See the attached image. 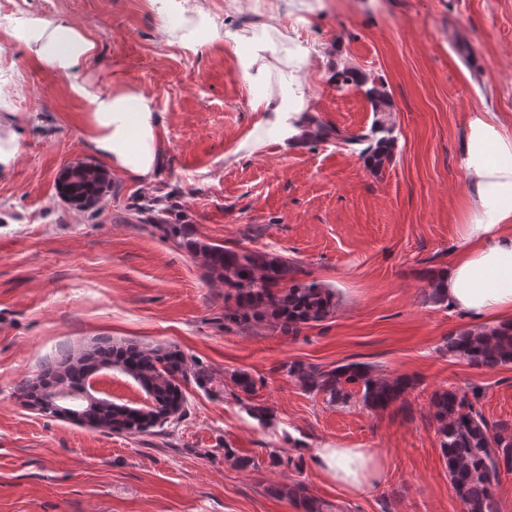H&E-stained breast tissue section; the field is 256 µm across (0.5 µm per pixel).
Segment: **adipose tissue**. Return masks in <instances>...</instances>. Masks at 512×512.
Returning <instances> with one entry per match:
<instances>
[{
    "mask_svg": "<svg viewBox=\"0 0 512 512\" xmlns=\"http://www.w3.org/2000/svg\"><path fill=\"white\" fill-rule=\"evenodd\" d=\"M191 12L204 19L209 16L201 4L187 0H163L159 12L161 26L187 50L198 44V30L187 19ZM10 35L38 64L68 79L71 93L83 106L87 149L131 180L153 183L162 166L160 112L154 97L137 86L117 83L105 90L85 79L97 44L67 19L19 21ZM238 40L247 46L239 63L251 111L266 113L271 139L296 144L302 133L299 118L305 110V92L296 88V79L288 72L280 76L284 95L273 99L263 90L272 42L243 34ZM463 162L475 216L464 227L463 247L444 272L442 286L451 310L478 321H506L512 319V135H506L490 113H479L469 123ZM314 462L329 482L352 493L373 489L385 468L375 450L339 443L315 449Z\"/></svg>",
    "mask_w": 512,
    "mask_h": 512,
    "instance_id": "obj_1",
    "label": "adipose tissue"
}]
</instances>
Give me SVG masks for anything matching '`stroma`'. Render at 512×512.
I'll return each instance as SVG.
<instances>
[{"mask_svg":"<svg viewBox=\"0 0 512 512\" xmlns=\"http://www.w3.org/2000/svg\"><path fill=\"white\" fill-rule=\"evenodd\" d=\"M218 32L174 44L157 0H7L16 18L70 19L97 43L87 71L156 100L165 160L153 185L120 173L97 210L57 191L59 173L94 162L82 104L60 74L0 31V124L19 152L0 165V512H299L275 487L304 485L324 512H462L440 451L431 397L482 386L480 409L512 426V365L486 371L443 352L472 320L429 300L430 277L462 246L474 210L462 165L469 122L491 112L512 133V0H204ZM280 11L275 67H289L309 110L354 134L375 116L362 89L337 88L349 65L381 80L398 140L381 168L351 147L281 146L251 111L233 36H265ZM311 47L308 60L297 43ZM158 200L187 237L277 254L296 282L333 289L326 320L288 332L236 318L237 304L201 255L137 210ZM182 356L186 414L173 432L106 433L37 412L17 387L45 362L96 343ZM361 362L404 377L403 404L332 403L289 377L286 363ZM211 379L202 387L194 377ZM245 371L255 394L234 383ZM269 410L257 419L252 407ZM387 460L379 488L348 493L317 473L325 442ZM291 466H275L270 450Z\"/></svg>","mask_w":512,"mask_h":512,"instance_id":"1","label":"stroma"}]
</instances>
